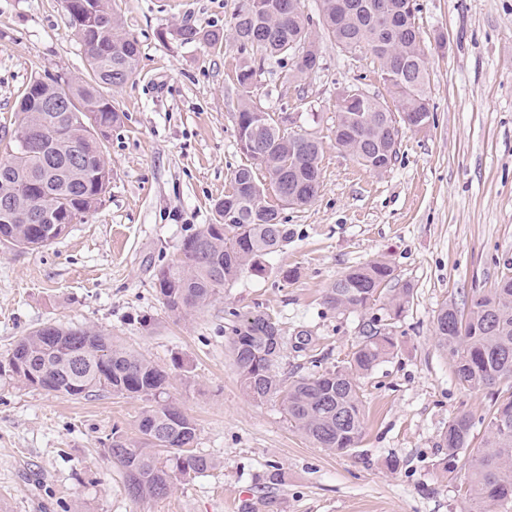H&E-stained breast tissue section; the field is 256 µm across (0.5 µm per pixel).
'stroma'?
Returning <instances> with one entry per match:
<instances>
[{"label":"stroma","mask_w":512,"mask_h":512,"mask_svg":"<svg viewBox=\"0 0 512 512\" xmlns=\"http://www.w3.org/2000/svg\"><path fill=\"white\" fill-rule=\"evenodd\" d=\"M435 121L402 130L396 161L369 171L334 140L336 100L357 85L390 101L377 59L322 40L323 65L295 78L281 60L260 65L255 101L292 112L295 132L321 145L318 194L279 208L291 237L264 274L242 275L187 316L154 288L183 240L215 223V202L247 158L237 144L236 80L244 58L228 29L241 0H110L141 51L121 87L105 92L122 120L109 130L111 182L101 202L50 245L0 244V363L14 341L46 323L91 328L168 371L167 400L198 425L196 453L215 468L176 482L161 499L131 498L105 450L139 437L138 398L49 394L0 372V512H237L250 489L257 512H466L458 490L480 448L481 388L454 376L432 321L445 303L495 288L512 268V0H416ZM223 29L222 43L181 45L169 31ZM87 62L63 0H0V148L14 140L15 104L31 76L84 79ZM385 260L392 288L410 285L402 316L377 302L340 312L326 288L352 267ZM290 278H282V271ZM268 313L305 351L287 346L279 372L343 365L368 324L391 327L397 349L361 378L362 435L350 454L317 447L280 400H253L233 366L234 316ZM475 419L470 445L444 466L440 435L460 414ZM288 475L270 484L274 469Z\"/></svg>","instance_id":"obj_1"}]
</instances>
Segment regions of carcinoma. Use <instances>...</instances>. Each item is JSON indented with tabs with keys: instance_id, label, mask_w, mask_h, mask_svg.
<instances>
[{
	"instance_id": "obj_1",
	"label": "carcinoma",
	"mask_w": 512,
	"mask_h": 512,
	"mask_svg": "<svg viewBox=\"0 0 512 512\" xmlns=\"http://www.w3.org/2000/svg\"><path fill=\"white\" fill-rule=\"evenodd\" d=\"M400 2L321 0L315 22L304 14L300 0H243L233 22L234 41L248 53L237 74L241 104L236 125L238 146L250 164L233 173L232 192L215 202L217 223L185 238L179 257L156 274L155 287L170 312L197 311L242 273H264L266 258L287 245L288 225L264 203L265 188L256 171H265L287 206H305L318 192L320 144L285 132L288 113L277 116L255 105L256 60L279 56L301 74L319 70L316 25L344 53H369L379 61L416 60L421 56L416 15L394 14ZM64 7L88 61L87 79L80 84L63 77L30 79L17 103L19 130L7 156L0 158V241L28 250L61 237L107 190L110 169L99 137L120 116L103 89L125 84L140 59L138 43L122 32L108 0H64ZM175 38L182 45L218 44L224 32L183 25ZM385 82L400 122L414 131L429 127L428 73L409 78L399 71ZM46 98L74 110L42 112L38 101ZM337 108L336 145L375 173L390 168L397 157L392 110L363 95L350 104L343 96ZM392 280L393 269L384 261L356 266L330 285L326 302L339 311L366 310ZM411 298L409 286L393 294L389 318H400ZM433 333L450 354L461 385L491 390V407L481 418L484 446L472 458L470 480L459 489L470 512H490L495 505L512 503V274L502 275L491 291L472 294L461 308L442 305ZM287 344L265 312L234 322L230 345L247 394L257 401L281 399L291 426L318 447L338 454L353 451L364 416L359 379L394 354L392 332L371 323L345 365L283 379L279 364ZM8 358L13 365L4 371L48 393L86 397L108 392L149 402L140 417L139 440L114 433L106 448L123 468L132 497L163 498L171 491L173 475L189 479L214 468L212 459L190 451L196 422L161 399L167 372L112 337L46 323L19 337ZM472 428L468 415L448 423L440 444L448 449L447 467L469 446Z\"/></svg>"
}]
</instances>
